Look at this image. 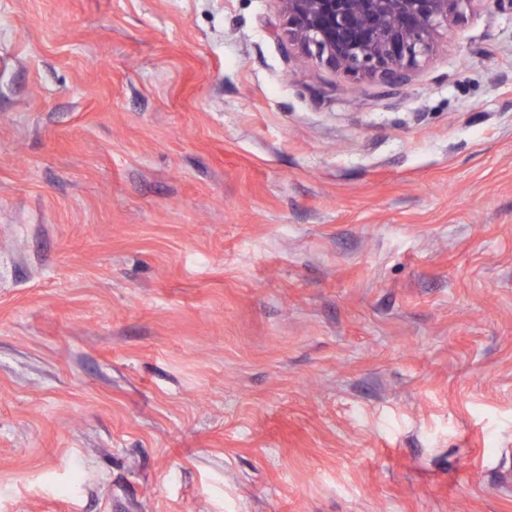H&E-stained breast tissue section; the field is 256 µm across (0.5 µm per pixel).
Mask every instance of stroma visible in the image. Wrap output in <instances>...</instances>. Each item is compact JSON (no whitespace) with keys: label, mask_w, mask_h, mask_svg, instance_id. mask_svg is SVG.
<instances>
[{"label":"stroma","mask_w":512,"mask_h":512,"mask_svg":"<svg viewBox=\"0 0 512 512\" xmlns=\"http://www.w3.org/2000/svg\"><path fill=\"white\" fill-rule=\"evenodd\" d=\"M0 512H512V0H0ZM288 36L316 61L394 83L433 49L473 0H277Z\"/></svg>","instance_id":"35a3bbf8"}]
</instances>
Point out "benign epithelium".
Instances as JSON below:
<instances>
[{"label": "benign epithelium", "mask_w": 512, "mask_h": 512, "mask_svg": "<svg viewBox=\"0 0 512 512\" xmlns=\"http://www.w3.org/2000/svg\"><path fill=\"white\" fill-rule=\"evenodd\" d=\"M288 36L316 61L394 83L474 0H277Z\"/></svg>", "instance_id": "7a95c632"}]
</instances>
